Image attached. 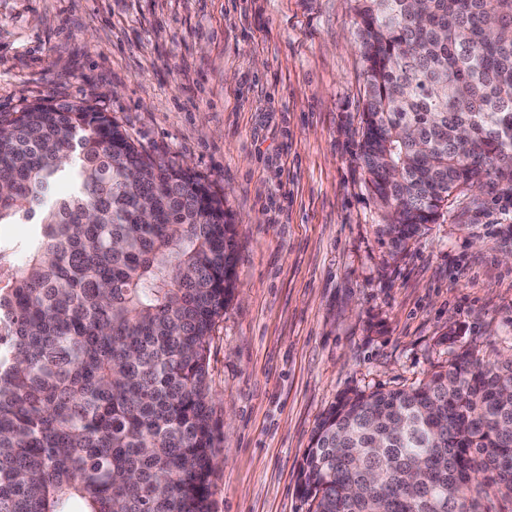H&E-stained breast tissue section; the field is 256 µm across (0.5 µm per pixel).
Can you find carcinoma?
I'll use <instances>...</instances> for the list:
<instances>
[{"label": "carcinoma", "instance_id": "cac0c4a2", "mask_svg": "<svg viewBox=\"0 0 512 512\" xmlns=\"http://www.w3.org/2000/svg\"><path fill=\"white\" fill-rule=\"evenodd\" d=\"M360 160L390 253L461 188L512 181V0H358ZM0 512H211L220 439L211 333L236 231L191 170L81 102L0 113ZM22 252L26 262L14 263ZM512 361L459 356L321 418L309 512H485L512 503Z\"/></svg>", "mask_w": 512, "mask_h": 512}]
</instances>
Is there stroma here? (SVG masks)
I'll list each match as a JSON object with an SVG mask.
<instances>
[{
  "instance_id": "obj_1",
  "label": "stroma",
  "mask_w": 512,
  "mask_h": 512,
  "mask_svg": "<svg viewBox=\"0 0 512 512\" xmlns=\"http://www.w3.org/2000/svg\"><path fill=\"white\" fill-rule=\"evenodd\" d=\"M358 23L354 0H0V113H109L236 226L213 512H308L300 465L340 395L512 359V182L456 191L390 256L358 157Z\"/></svg>"
}]
</instances>
